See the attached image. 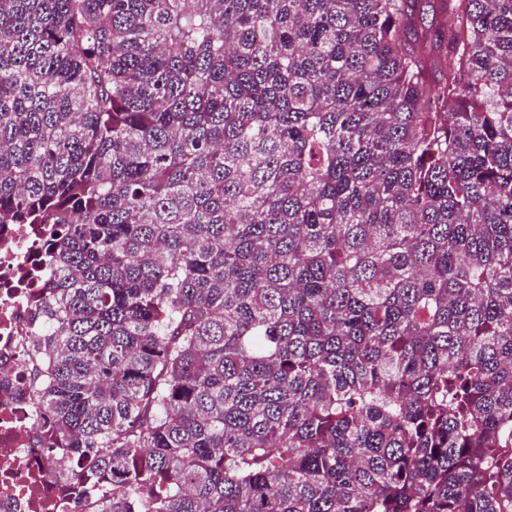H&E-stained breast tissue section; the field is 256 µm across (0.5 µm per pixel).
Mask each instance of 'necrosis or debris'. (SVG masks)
Listing matches in <instances>:
<instances>
[{"instance_id": "4bbe7bcc", "label": "necrosis or debris", "mask_w": 512, "mask_h": 512, "mask_svg": "<svg viewBox=\"0 0 512 512\" xmlns=\"http://www.w3.org/2000/svg\"><path fill=\"white\" fill-rule=\"evenodd\" d=\"M35 224H0V512H67L50 474L29 356L41 285L51 282Z\"/></svg>"}]
</instances>
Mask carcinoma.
<instances>
[{"label": "carcinoma", "instance_id": "1", "mask_svg": "<svg viewBox=\"0 0 512 512\" xmlns=\"http://www.w3.org/2000/svg\"><path fill=\"white\" fill-rule=\"evenodd\" d=\"M0 224L70 512H512V0H0Z\"/></svg>", "mask_w": 512, "mask_h": 512}]
</instances>
